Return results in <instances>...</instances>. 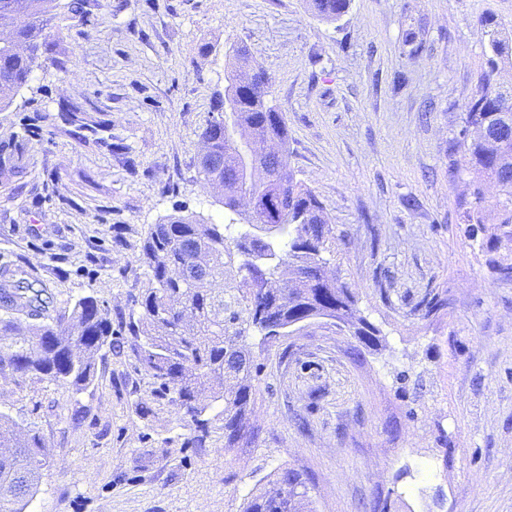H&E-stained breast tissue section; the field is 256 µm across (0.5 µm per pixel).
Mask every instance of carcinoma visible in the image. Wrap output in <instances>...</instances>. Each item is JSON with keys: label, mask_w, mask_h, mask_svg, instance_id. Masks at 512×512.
Here are the masks:
<instances>
[{"label": "carcinoma", "mask_w": 512, "mask_h": 512, "mask_svg": "<svg viewBox=\"0 0 512 512\" xmlns=\"http://www.w3.org/2000/svg\"><path fill=\"white\" fill-rule=\"evenodd\" d=\"M309 10L327 22L348 12L351 0H307ZM57 0H0V30L12 39L0 42V111L10 107L15 93L38 66L40 44L51 32ZM26 24L17 27V17ZM491 32L490 55L478 86L462 112L460 129L450 141L448 158L471 175L472 200L460 204L466 231L489 254L492 269L512 278V263L496 257L504 242L512 243V131L489 139L468 135L471 125L492 116L495 123L512 115V98L497 87L499 64L512 57V39L492 16L480 18ZM231 60L224 97L233 102L230 116L217 112L202 133L206 151L199 166L203 179L224 190V209L238 213L233 191L245 184L244 158L265 171L264 180L249 187L251 214L247 228L235 237L226 225L206 224L194 216H171L150 228L142 246L150 277L132 296L137 319L112 326L104 302L80 298L70 313L53 312L45 289L22 277L19 265H0V373L35 378L80 392L94 383L92 356L110 351L124 336L139 367L155 392L174 403L194 426L187 448H204L216 434L224 447L259 443L261 432L249 424L255 378L262 366L254 357L250 332L264 338L292 333V327L315 317L348 325L359 343L372 348L380 331L356 315L357 300L346 284L325 276L335 235L318 196L291 169L288 159L265 154L257 145L275 141L288 149L284 118L274 121L268 109L270 79L252 65L251 52L240 43L230 46ZM46 116L32 112L20 119L30 136L43 138ZM13 144L0 143V174L17 167ZM492 181L501 197L491 204L481 186ZM496 222L487 223L489 208ZM224 282L217 291L212 284ZM232 380L228 388L211 385ZM46 453L36 432L17 436L16 426L0 413V512H24L36 492ZM275 494L248 497L241 512H307V487L295 469L274 472Z\"/></svg>", "instance_id": "cac0c4a2"}]
</instances>
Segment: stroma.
Instances as JSON below:
<instances>
[{"label": "stroma", "instance_id": "stroma-1", "mask_svg": "<svg viewBox=\"0 0 512 512\" xmlns=\"http://www.w3.org/2000/svg\"><path fill=\"white\" fill-rule=\"evenodd\" d=\"M86 6L96 25L56 9L38 66L0 112V142L20 141L34 110L55 131L0 175V257L58 311L91 295L129 319L151 225L224 221L220 190L198 174L200 134L225 51L241 42L271 77L291 165L338 235L326 271L380 343L360 347L323 318L275 340L253 334L262 440L230 450L220 438L184 447L187 421L128 347L96 356L78 394L0 374V412L48 450L26 512H239L285 467L308 477L313 512H369L381 495L391 512H512V278L468 237L472 185L448 165L486 67L478 18L512 30V0H352L332 23L306 0ZM68 111L96 132L80 134ZM428 293L446 304L426 317ZM408 465L415 478H400Z\"/></svg>", "mask_w": 512, "mask_h": 512}]
</instances>
